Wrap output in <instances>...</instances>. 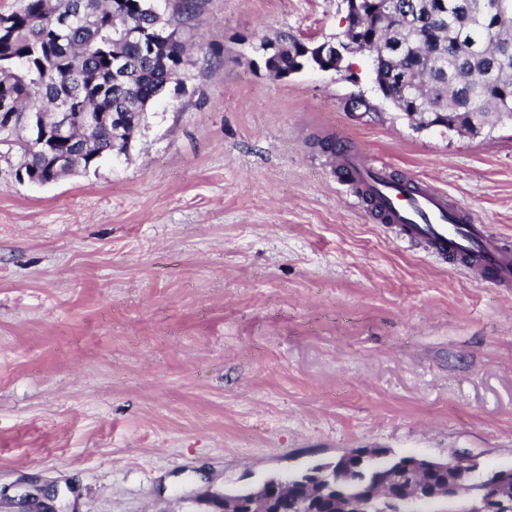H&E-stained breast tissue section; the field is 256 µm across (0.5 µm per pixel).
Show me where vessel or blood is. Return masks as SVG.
Here are the masks:
<instances>
[{
	"label": "vessel or blood",
	"mask_w": 512,
	"mask_h": 512,
	"mask_svg": "<svg viewBox=\"0 0 512 512\" xmlns=\"http://www.w3.org/2000/svg\"><path fill=\"white\" fill-rule=\"evenodd\" d=\"M336 162L346 171L357 199H377L382 221L391 224L401 241L423 244L439 261L467 258L468 269L481 281L497 288L512 286V249L466 210L452 206L436 186L425 183L408 190L405 183L394 182L386 162L359 154L339 156Z\"/></svg>",
	"instance_id": "1"
}]
</instances>
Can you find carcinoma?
Masks as SVG:
<instances>
[{
  "label": "carcinoma",
  "instance_id": "1",
  "mask_svg": "<svg viewBox=\"0 0 512 512\" xmlns=\"http://www.w3.org/2000/svg\"><path fill=\"white\" fill-rule=\"evenodd\" d=\"M73 0H22L0 14V157L23 159L28 181L59 180L105 155L128 154L134 131L171 83L184 84L194 65L180 27L193 17L195 0H83V24L64 29L59 18ZM354 23L368 41L385 36L386 50L374 64L375 78L390 84L403 115L417 125L476 136L512 121V0H360ZM276 52L267 63L275 76L297 65L303 39L286 31L274 37ZM133 62L121 90L124 115L112 125L79 128L47 151L31 138L32 118L42 121L56 109V95L69 89L68 109L112 112L116 102L112 67ZM409 455L389 449L367 466L335 465L336 486L350 496L366 489L365 468L405 482L417 480L406 466ZM288 472V497H269L266 512H334L330 499H310ZM449 468L422 475L432 492L455 484Z\"/></svg>",
  "mask_w": 512,
  "mask_h": 512
}]
</instances>
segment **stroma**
Wrapping results in <instances>:
<instances>
[{"label": "stroma", "instance_id": "stroma-1", "mask_svg": "<svg viewBox=\"0 0 512 512\" xmlns=\"http://www.w3.org/2000/svg\"><path fill=\"white\" fill-rule=\"evenodd\" d=\"M340 0H198L194 61L127 154L39 186L0 159V512H209L346 448L512 463V290L355 202L321 144L388 162L512 240V124L417 129L351 72L251 46ZM361 106H353V99ZM58 497L59 490L56 486L31 482L22 495L28 510L22 512H60L55 505Z\"/></svg>", "mask_w": 512, "mask_h": 512}]
</instances>
